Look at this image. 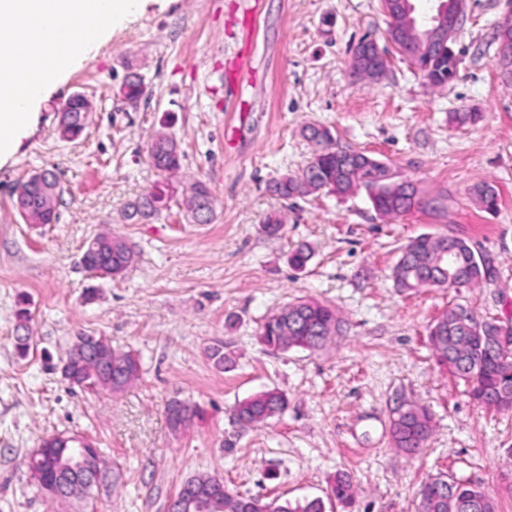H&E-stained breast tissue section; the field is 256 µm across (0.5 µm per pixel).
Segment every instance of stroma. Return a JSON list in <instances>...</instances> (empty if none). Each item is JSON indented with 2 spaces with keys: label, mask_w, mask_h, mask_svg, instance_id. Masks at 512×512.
Returning a JSON list of instances; mask_svg holds the SVG:
<instances>
[{
  "label": "stroma",
  "mask_w": 512,
  "mask_h": 512,
  "mask_svg": "<svg viewBox=\"0 0 512 512\" xmlns=\"http://www.w3.org/2000/svg\"><path fill=\"white\" fill-rule=\"evenodd\" d=\"M511 9L512 0H466L458 73L430 87L392 48L382 78L350 76V49L365 33L386 45L382 0H143L50 91L35 130L0 167V512H74L41 492L27 468L40 441L58 433L95 442L117 478L84 512H167L181 484L202 473L243 496L318 497L325 512H416L422 485L445 474L512 512V411L474 404L426 336L458 304L481 319L512 320V83L495 65L494 38ZM132 73L146 87L134 107L119 93ZM77 92L94 108L69 142L58 114ZM452 112L481 118L458 127ZM308 125L441 196L442 216L381 215L363 189L271 195L270 181L310 160ZM161 131L183 152L170 178L147 157ZM42 171L58 177V218L29 224L14 191ZM167 179L176 188L168 210L125 219L129 203ZM197 180L216 200L209 224L186 212L181 189ZM484 182L499 194L496 212L472 194ZM272 212L282 219L274 236L262 224ZM107 231L135 251L112 281L81 264ZM439 232L489 256L494 277L398 293L390 270L400 246ZM301 243L313 257L298 270L289 257ZM297 299L332 304L340 335L318 351L267 349L258 338L264 318ZM22 305L24 356L15 347ZM82 333L134 351L139 379L117 394L70 386L60 367ZM218 340L230 367L209 356ZM273 388L287 396L286 412L241 425L235 404ZM174 399L202 417L173 431L166 405ZM404 401L433 416L427 446L413 456L390 444L392 411ZM339 476L353 488L347 507L330 496Z\"/></svg>",
  "instance_id": "obj_1"
}]
</instances>
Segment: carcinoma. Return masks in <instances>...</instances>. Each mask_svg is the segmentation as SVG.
<instances>
[{"instance_id":"1","label":"carcinoma","mask_w":512,"mask_h":512,"mask_svg":"<svg viewBox=\"0 0 512 512\" xmlns=\"http://www.w3.org/2000/svg\"><path fill=\"white\" fill-rule=\"evenodd\" d=\"M384 0V9L390 18L388 35L400 45L412 48L411 61L420 72L430 66L440 72L432 87L443 86L458 72L454 53L448 52L447 43H433L426 38L427 29L419 23L412 8V0ZM499 39L496 66L501 76L512 81V37ZM120 94L132 106L145 94L141 78L126 79ZM303 135L314 145L311 160L298 175H284L268 184V190L284 199L310 195L327 189L347 193L355 187H364L374 208L384 215H402L418 211L439 215L436 199L424 198L418 187L409 180L396 181L390 165L375 160L363 152L347 151L336 147V140L327 127L307 126ZM182 153L175 140L166 133H158L148 149L151 165L162 172H175L181 167ZM45 185L41 191L27 197V221L31 224H50L56 217L59 201L58 181L54 174L43 173ZM169 186L164 184L140 197L130 205L127 217L147 219L164 209L169 200ZM185 202L196 224H208L214 216V199L200 181L185 187ZM473 194L483 208L494 212L499 195L494 186L482 184L474 187ZM96 248H86L82 261L84 268L96 277L114 279L132 265L135 252L119 235H98L92 239ZM475 252L462 238L454 239L446 233L421 234L401 247L392 269L395 288L403 293L422 288H462L489 278V273L473 262ZM507 324L500 320H481L462 305H455L441 313L430 324L427 337L439 366L464 382L467 394L478 406L487 410L512 409V345L504 347L497 341L501 329ZM340 329L336 310L327 304L300 299L288 303L270 315L262 324L259 336L270 350L302 348L319 350L325 347ZM87 352L77 355L70 350L73 373L78 387L118 393L140 377V365L130 351L114 350L95 336L83 337ZM288 407L287 398L275 389L263 391L238 402L234 407L237 420L244 425H256L283 414ZM167 420L172 430L178 431L194 416L201 415L178 401L166 406ZM432 431L430 413L418 406L403 404L395 411L391 424L393 447L413 455L425 447ZM60 440L48 438L29 458L33 470L41 471V462L48 459L58 478L55 498L61 501H83L95 488L112 485L104 452L97 450V473L84 474L73 469L72 457L56 452ZM190 487L211 503L210 512H245L248 497L235 494L224 487V481L209 474L188 478L171 500L174 512H193L177 509L185 488ZM330 496L340 504L352 499L350 484L341 478L331 487ZM268 512H324L322 500L313 499L295 505L273 499L266 502ZM418 512H498L497 500L483 488L442 475L427 482L420 492Z\"/></svg>"}]
</instances>
